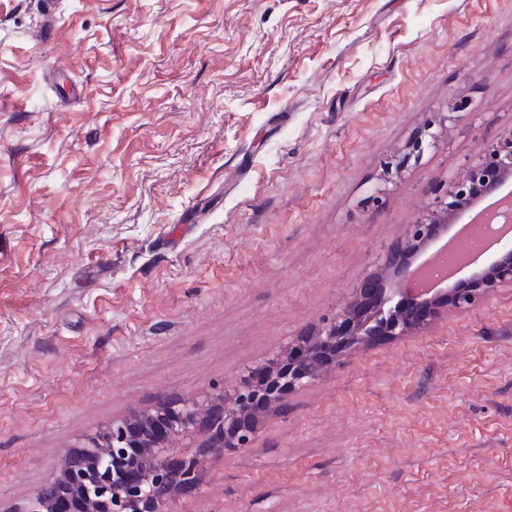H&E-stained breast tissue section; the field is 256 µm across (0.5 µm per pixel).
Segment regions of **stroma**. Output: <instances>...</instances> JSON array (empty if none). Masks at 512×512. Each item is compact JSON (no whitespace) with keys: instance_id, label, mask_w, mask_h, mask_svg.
<instances>
[{"instance_id":"obj_1","label":"stroma","mask_w":512,"mask_h":512,"mask_svg":"<svg viewBox=\"0 0 512 512\" xmlns=\"http://www.w3.org/2000/svg\"><path fill=\"white\" fill-rule=\"evenodd\" d=\"M0 0V512L233 398L512 132V0ZM449 115V132L407 157ZM407 158L398 177L386 165ZM170 512H512V287L288 393Z\"/></svg>"}]
</instances>
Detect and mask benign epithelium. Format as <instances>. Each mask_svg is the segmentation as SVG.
I'll return each mask as SVG.
<instances>
[{
  "label": "benign epithelium",
  "instance_id": "1",
  "mask_svg": "<svg viewBox=\"0 0 512 512\" xmlns=\"http://www.w3.org/2000/svg\"><path fill=\"white\" fill-rule=\"evenodd\" d=\"M448 117L437 129H425L395 167L421 152L426 140L448 131ZM512 178V131L448 182L445 193L429 204L407 237L384 257L385 271L397 282H410L407 257L426 245L441 227L457 221L482 198ZM512 286V247L501 249L490 265L448 285L446 303L468 311L496 288ZM440 295L418 296L404 288L384 289L371 278L332 319L304 337L303 346L277 356L263 384L247 382L226 403L219 393L207 401L162 402L151 413L114 420L62 453L39 492L43 507L29 502L17 512H163L179 491L200 489V471L222 459L228 449L246 448L269 412L291 390L311 385L362 346L363 336H406L436 315ZM199 440L194 455L180 448Z\"/></svg>",
  "mask_w": 512,
  "mask_h": 512
}]
</instances>
